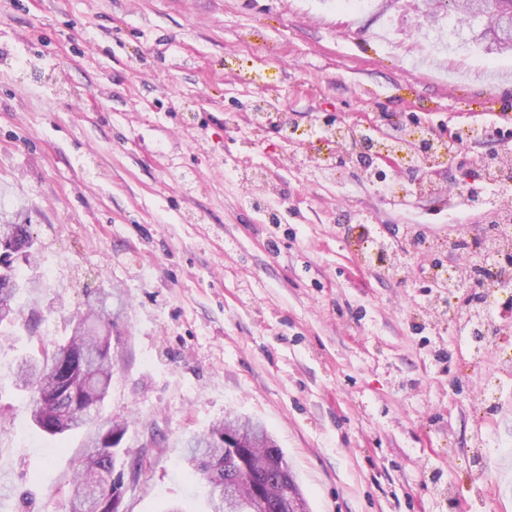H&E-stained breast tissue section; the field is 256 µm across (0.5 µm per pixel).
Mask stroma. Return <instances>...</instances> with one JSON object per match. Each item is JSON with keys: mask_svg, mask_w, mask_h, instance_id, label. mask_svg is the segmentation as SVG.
<instances>
[{"mask_svg": "<svg viewBox=\"0 0 512 512\" xmlns=\"http://www.w3.org/2000/svg\"><path fill=\"white\" fill-rule=\"evenodd\" d=\"M449 20L431 0H0V223L30 222L45 283L15 301L35 332L0 326V512L63 510L87 433L38 431L14 367L109 290L123 512H208L180 441L234 417L265 425L309 512H512V377L475 364L418 264L387 275L362 245L488 224L455 183L512 147V51L418 53ZM487 114L430 170L438 195L372 186L313 133L332 115L444 142Z\"/></svg>", "mask_w": 512, "mask_h": 512, "instance_id": "35a3bbf8", "label": "stroma"}]
</instances>
